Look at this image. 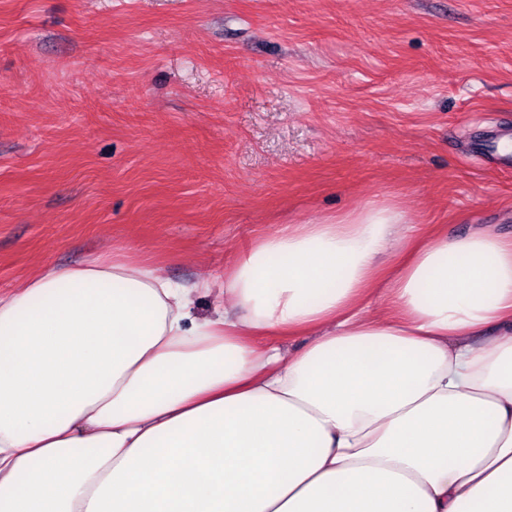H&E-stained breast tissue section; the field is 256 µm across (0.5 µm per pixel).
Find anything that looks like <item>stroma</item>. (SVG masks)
<instances>
[{
  "instance_id": "1",
  "label": "stroma",
  "mask_w": 512,
  "mask_h": 512,
  "mask_svg": "<svg viewBox=\"0 0 512 512\" xmlns=\"http://www.w3.org/2000/svg\"><path fill=\"white\" fill-rule=\"evenodd\" d=\"M512 0H0V293L126 251L222 302L235 251L395 199L512 237Z\"/></svg>"
}]
</instances>
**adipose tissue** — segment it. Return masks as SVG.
Masks as SVG:
<instances>
[{"mask_svg":"<svg viewBox=\"0 0 512 512\" xmlns=\"http://www.w3.org/2000/svg\"><path fill=\"white\" fill-rule=\"evenodd\" d=\"M411 237L261 235L213 318L122 253L0 295V512H512V240Z\"/></svg>","mask_w":512,"mask_h":512,"instance_id":"1","label":"adipose tissue"}]
</instances>
